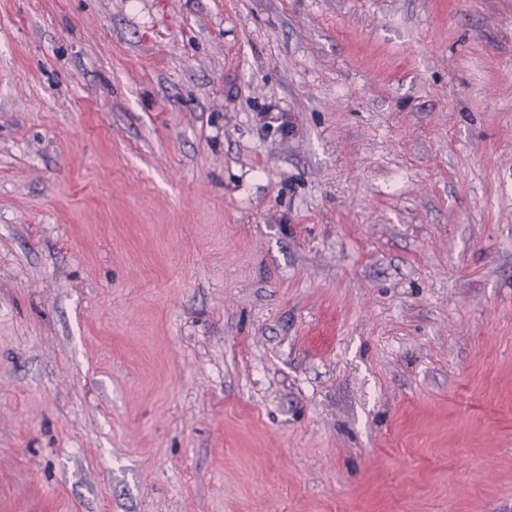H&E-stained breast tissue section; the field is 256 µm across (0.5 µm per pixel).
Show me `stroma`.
Listing matches in <instances>:
<instances>
[{"instance_id":"1","label":"stroma","mask_w":512,"mask_h":512,"mask_svg":"<svg viewBox=\"0 0 512 512\" xmlns=\"http://www.w3.org/2000/svg\"><path fill=\"white\" fill-rule=\"evenodd\" d=\"M0 512H512V0H0Z\"/></svg>"}]
</instances>
